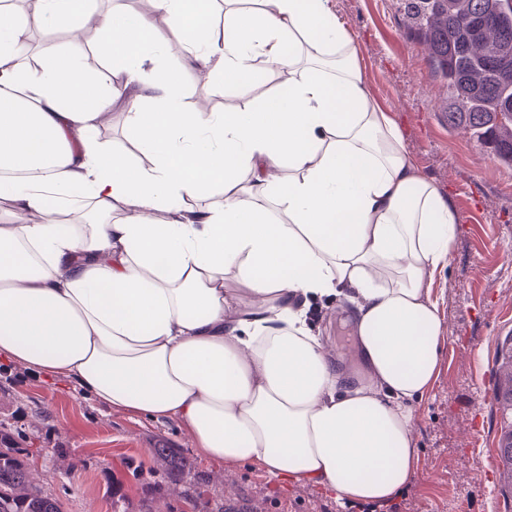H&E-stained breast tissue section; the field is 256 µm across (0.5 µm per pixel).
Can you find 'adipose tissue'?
I'll return each instance as SVG.
<instances>
[{
    "mask_svg": "<svg viewBox=\"0 0 512 512\" xmlns=\"http://www.w3.org/2000/svg\"><path fill=\"white\" fill-rule=\"evenodd\" d=\"M215 2L101 17L138 169L97 138L114 98L76 55L88 0L0 6V357L178 420L208 458L344 503L393 499L416 478V404L440 373L434 277L456 209L368 93L331 0H225L220 30ZM163 25L187 67L239 88L262 68L274 94L186 111L179 72L153 64ZM29 28L67 29L68 49L24 66ZM216 186L223 205L196 206ZM331 296L351 306L361 373L308 320Z\"/></svg>",
    "mask_w": 512,
    "mask_h": 512,
    "instance_id": "1",
    "label": "adipose tissue"
}]
</instances>
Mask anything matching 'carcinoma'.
I'll return each instance as SVG.
<instances>
[{
  "label": "carcinoma",
  "mask_w": 512,
  "mask_h": 512,
  "mask_svg": "<svg viewBox=\"0 0 512 512\" xmlns=\"http://www.w3.org/2000/svg\"><path fill=\"white\" fill-rule=\"evenodd\" d=\"M408 28L423 44L449 105L448 123L473 134L500 162L512 166V0H400ZM494 405L512 417V336L503 342ZM22 429L0 421V512H62L56 497L29 476ZM499 482L512 495V422L501 429ZM167 481H182L187 467L173 448L157 449Z\"/></svg>",
  "instance_id": "cac0c4a2"
}]
</instances>
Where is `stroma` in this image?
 Wrapping results in <instances>:
<instances>
[{
    "label": "stroma",
    "instance_id": "1",
    "mask_svg": "<svg viewBox=\"0 0 512 512\" xmlns=\"http://www.w3.org/2000/svg\"><path fill=\"white\" fill-rule=\"evenodd\" d=\"M332 9L356 38L366 87L397 122L410 160L450 191L458 213L448 265L435 276L445 331L440 374L416 405L417 479L376 512H512L498 482L502 420L493 404L500 347L512 334V168L449 125L428 56L408 34L396 0H332ZM87 40L83 69L116 100L98 136L131 149L124 122L129 91L112 76L101 27ZM162 40L161 63L179 70L185 107L205 97L215 112L243 109L267 89L260 77L244 95L182 68L179 38L166 30ZM344 306L317 301L310 319L346 356L352 324ZM77 392L74 382L0 362V420L21 426L42 448L31 465L63 512H113L114 486L125 494V512H200L204 504L226 512H365L363 503H339L316 485L271 478L259 464L231 467L205 458L176 420L112 412ZM162 447L179 449L192 464L179 485L169 484L154 462V449Z\"/></svg>",
    "mask_w": 512,
    "mask_h": 512
}]
</instances>
